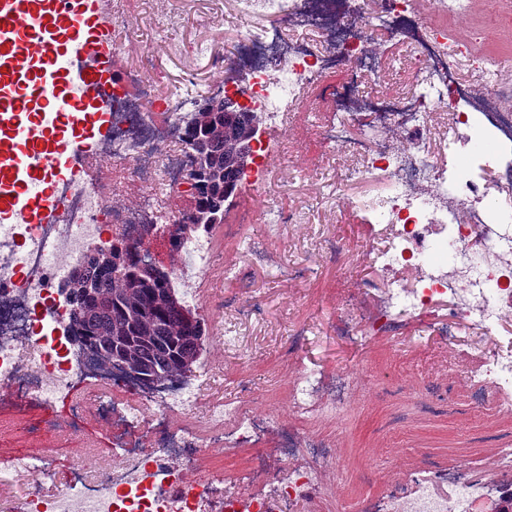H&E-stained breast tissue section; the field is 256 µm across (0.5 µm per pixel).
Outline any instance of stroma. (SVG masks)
<instances>
[{
    "mask_svg": "<svg viewBox=\"0 0 512 512\" xmlns=\"http://www.w3.org/2000/svg\"><path fill=\"white\" fill-rule=\"evenodd\" d=\"M127 7L128 22L114 33L115 67L122 73L143 69L161 89L189 73L202 88L223 81L224 59L233 54L237 33L253 24L230 13L225 0H127ZM169 11L180 21L166 29L162 21ZM375 49L382 58L381 76L367 84V92L407 90L404 47L379 34ZM346 78L345 71L330 72L309 92L306 107L295 111L265 196L239 192L228 200L225 224L245 225L253 244L221 240L225 262L245 276L207 291L212 307L206 328L225 332L227 340L216 348L222 371L201 403L244 397L257 411L276 413L286 422L296 366L329 377L339 371L354 375L356 390L344 428L329 422L309 427L310 434L336 450L335 463L322 469V483L343 489L342 497L326 501L322 512H344V503L377 497L385 485L407 480L429 461L441 468L466 461L492 488L511 486L512 469L501 467L498 457L501 449L512 448V415L473 405L455 373L456 367L479 361L480 344L460 333L447 338L424 316L404 318L396 336L364 339L348 333L349 310L365 312L372 303L361 283L373 274L364 256L376 241L363 214L347 199L377 186L342 182L346 159L319 136L335 115L334 93ZM269 200L280 211L275 234L262 215ZM332 244L343 249V263L333 262ZM69 413L66 403L51 412L32 403L0 415V453L37 445L57 449L52 476L43 482L48 493L69 475L65 446L85 445L99 458L112 457L108 432L90 416L72 435L34 442L38 424ZM250 456L245 448H215L188 476L209 474L229 491L250 478Z\"/></svg>",
    "mask_w": 512,
    "mask_h": 512,
    "instance_id": "35a3bbf8",
    "label": "stroma"
}]
</instances>
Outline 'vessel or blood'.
<instances>
[{
	"label": "vessel or blood",
	"mask_w": 512,
	"mask_h": 512,
	"mask_svg": "<svg viewBox=\"0 0 512 512\" xmlns=\"http://www.w3.org/2000/svg\"><path fill=\"white\" fill-rule=\"evenodd\" d=\"M100 0H0V210L52 221L61 172H78L85 137L122 79Z\"/></svg>",
	"instance_id": "obj_1"
}]
</instances>
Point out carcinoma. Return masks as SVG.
I'll return each mask as SVG.
<instances>
[{
	"mask_svg": "<svg viewBox=\"0 0 512 512\" xmlns=\"http://www.w3.org/2000/svg\"><path fill=\"white\" fill-rule=\"evenodd\" d=\"M213 98L194 107L208 112L185 131L189 153L198 162L190 178L198 183L193 209L183 221L224 214V198L236 194L245 171L243 148L255 121L235 108L209 111ZM137 245L124 241L112 257L99 251L88 267L63 285L71 332L94 355L119 363L143 382L184 377L193 372L204 351L205 321L182 305L170 288L169 271L131 254Z\"/></svg>",
	"mask_w": 512,
	"mask_h": 512,
	"instance_id": "1",
	"label": "carcinoma"
}]
</instances>
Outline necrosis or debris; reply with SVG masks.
<instances>
[{
	"label": "necrosis or debris",
	"mask_w": 512,
	"mask_h": 512,
	"mask_svg": "<svg viewBox=\"0 0 512 512\" xmlns=\"http://www.w3.org/2000/svg\"><path fill=\"white\" fill-rule=\"evenodd\" d=\"M232 4L238 15L274 21L240 32L220 89L262 117L268 130L287 131L296 107L328 71L349 72L322 137L350 157L348 179L384 189L352 201L372 228L389 231L387 246L367 255L378 277L362 287L376 292L378 301L365 328L394 335L401 316L431 313L446 303L448 330L467 326L494 340L466 373L475 401L512 414V338L499 339L512 319V207L502 202L512 195V80L476 54L472 40L452 39L446 27L429 20L421 0H377L369 9L352 7L350 0ZM284 22L294 37H283ZM382 31L411 50L406 93L365 90L380 74L372 38ZM463 68L471 79L461 78ZM194 102L183 86L161 93L147 71H129L112 93L108 138L91 141L86 150L104 159L99 176L113 194L138 195L136 206L112 210L95 186L66 176L56 185L64 201L56 223L0 222V412L32 398L46 408L67 398L70 415L50 420L45 431L71 433L90 412L111 427L114 448L108 463L74 449L71 477L49 497L40 485L51 470L50 455H1V483L29 480L8 512H201L213 497L214 480L185 481L172 460L190 466L207 448H245L263 474L260 436L276 430L282 433L280 473L225 496L224 512H285L325 493L318 474L332 449L310 436L308 426L317 419L344 425L352 395L348 375L328 379L299 369L290 383L294 418L287 427L276 416H257L241 398L216 401L198 417L211 369L146 384L83 350L70 332L63 279L35 246L36 240L50 241L72 270L111 238L143 244V259L152 261L149 243L163 234L181 257L172 285L186 305L203 307L201 284L220 276L223 265L211 228L188 232L180 222L188 211L181 203L189 170L184 130ZM444 112L451 116L450 132L433 133L431 119ZM89 378L101 382V391L75 398L78 384ZM485 493L484 482L466 466L429 468L410 487L388 488L382 506L383 512H476Z\"/></svg>",
	"instance_id": "obj_1"
}]
</instances>
